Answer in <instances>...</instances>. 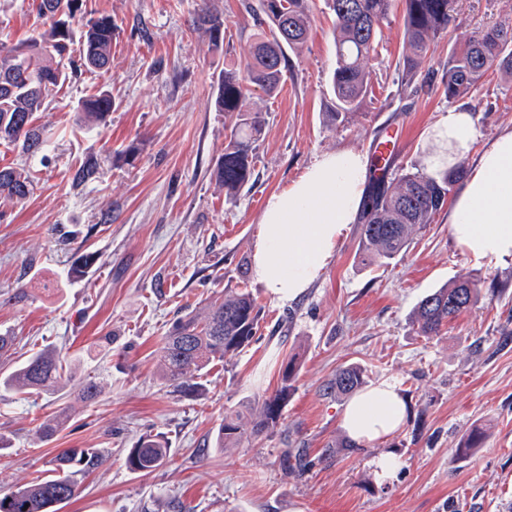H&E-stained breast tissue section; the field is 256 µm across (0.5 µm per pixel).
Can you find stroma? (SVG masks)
<instances>
[{
    "label": "stroma",
    "instance_id": "1",
    "mask_svg": "<svg viewBox=\"0 0 512 512\" xmlns=\"http://www.w3.org/2000/svg\"><path fill=\"white\" fill-rule=\"evenodd\" d=\"M199 0H85L118 31L107 73H83L40 112L50 149L26 158L0 143V167L30 169L32 194L0 199V332L15 338L8 360L60 349L63 378L53 394L19 400L0 393V491L50 475L69 450L95 449L92 469L75 472L76 495L60 512H512V258L481 263L457 249L440 211L409 250L367 266L359 227L299 300L280 304L252 278L251 254L267 195L288 185L322 153L368 152L380 125L402 130L390 171L418 168L420 137L451 101L438 85L407 88L403 4L395 0L369 64L368 92L354 112L337 114L327 92L336 60L332 16L313 0L310 36L288 52L278 94L251 92L250 110L266 115L251 187L228 198L212 177L224 152L217 77L247 52L256 0H215L224 49L195 26ZM39 0H0V48L45 31ZM512 26V0H460L458 18L433 46L426 67L441 74L448 54L470 35ZM116 103L109 122L79 128L77 106L97 88ZM480 140L512 128V78L494 73L460 97ZM94 179L73 184L83 161ZM111 212V223L101 221ZM98 260L79 279L67 271L77 250ZM478 280L482 298L439 336H418L417 303L453 281ZM250 292L260 308L258 338L204 373L191 396L154 373L174 320L224 292ZM301 356L293 391L274 431L238 447L199 454L230 413H251L281 386L285 356ZM357 364L366 384L390 379L406 403L401 428L362 448H342L348 398L323 395L340 367ZM89 380L104 382L82 401ZM70 418L53 438L34 429L57 408ZM486 438L475 455L452 452L472 426ZM163 436L166 465L134 473L128 448ZM303 448L311 462L296 474L281 459ZM391 454L395 478L378 479L372 462Z\"/></svg>",
    "mask_w": 512,
    "mask_h": 512
}]
</instances>
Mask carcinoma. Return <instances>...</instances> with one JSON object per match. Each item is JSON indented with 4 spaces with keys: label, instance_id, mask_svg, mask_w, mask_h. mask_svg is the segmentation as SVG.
I'll use <instances>...</instances> for the list:
<instances>
[{
    "label": "carcinoma",
    "instance_id": "obj_1",
    "mask_svg": "<svg viewBox=\"0 0 512 512\" xmlns=\"http://www.w3.org/2000/svg\"><path fill=\"white\" fill-rule=\"evenodd\" d=\"M459 0H403L404 42L408 52L399 66L406 84L425 86L434 73L423 69L431 42L448 31L457 18ZM334 16L333 40L336 65L330 74L329 91L336 110L351 112L368 89V64L375 52L381 24L388 18L392 0H326ZM80 0H40L39 12L49 21L43 41H24L0 50V141L17 146L35 157L48 146L35 125L36 113L44 109L63 85L79 71L103 73L112 62V39L118 29L110 15L81 19ZM257 25L267 27L250 46L240 63L219 73L216 106L231 119L224 126V154L212 177L224 188L225 196L239 194L253 177V151L266 118L246 109L247 93L255 87L273 95L280 87L286 68L285 48L302 47L312 23L311 0H258L254 10ZM194 23L205 28L215 49L224 46V18L212 0H203ZM80 45L79 62L71 59V46ZM490 71L512 77V29L503 25L480 31L448 58L441 84L444 95L455 99L477 88ZM84 121L104 125L115 107L106 90L78 104ZM463 166L430 177L406 171L389 180L386 174L370 175L362 205L360 251L371 262L393 260L404 254L413 235L434 222L444 207ZM30 192V178L23 169H0V196L22 200ZM97 261L92 253L73 259L69 275L86 273ZM478 281L461 279L425 295L417 304L413 324L426 338L437 336L448 321L473 306L479 299ZM260 310L250 294L226 293L202 313L189 312L172 325L159 352L158 372L163 382L191 395L193 380L214 363H221L249 344L256 336ZM297 357L282 361V385L266 397L257 414L224 417L213 445L234 448L246 436L274 429L297 371ZM62 357L52 349L40 350L11 368L0 367V390L14 394L53 390L61 380ZM365 383V370L350 364L340 369L323 388L326 395L345 396ZM69 419L62 408L40 423L38 433L47 438ZM484 431L475 429L455 449L454 459H466L481 446ZM169 458L166 441L143 438L129 449L126 465L133 472H149L164 466ZM284 469L305 472L306 452L298 448L281 460ZM72 475L64 471L53 477L21 485L0 493V512H57L58 506L76 494Z\"/></svg>",
    "mask_w": 512,
    "mask_h": 512
}]
</instances>
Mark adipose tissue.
Returning <instances> with one entry per match:
<instances>
[{"label":"adipose tissue","instance_id":"1","mask_svg":"<svg viewBox=\"0 0 512 512\" xmlns=\"http://www.w3.org/2000/svg\"><path fill=\"white\" fill-rule=\"evenodd\" d=\"M470 110L449 108L423 133L420 161L433 177L471 159L448 209L450 235L477 261L512 257V128L478 144ZM367 159L339 149L314 159L286 188L265 202L252 248V275L273 299H299L323 272L364 199ZM405 417L395 383L383 380L358 392L340 427L348 441L367 446L394 434Z\"/></svg>","mask_w":512,"mask_h":512}]
</instances>
